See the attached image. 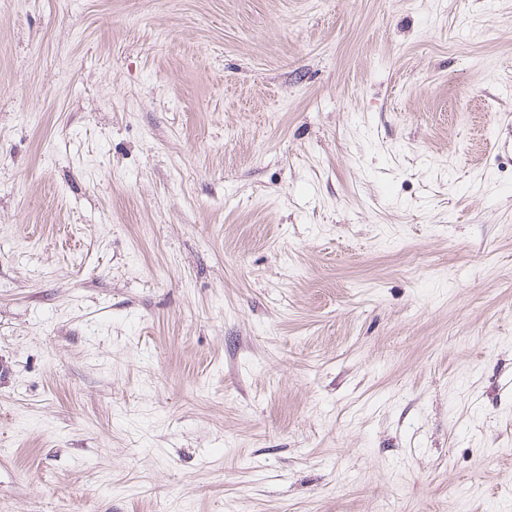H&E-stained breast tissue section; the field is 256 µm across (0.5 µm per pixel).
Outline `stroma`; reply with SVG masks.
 <instances>
[{
    "label": "stroma",
    "mask_w": 512,
    "mask_h": 512,
    "mask_svg": "<svg viewBox=\"0 0 512 512\" xmlns=\"http://www.w3.org/2000/svg\"><path fill=\"white\" fill-rule=\"evenodd\" d=\"M0 512H512V0H0Z\"/></svg>",
    "instance_id": "35a3bbf8"
}]
</instances>
